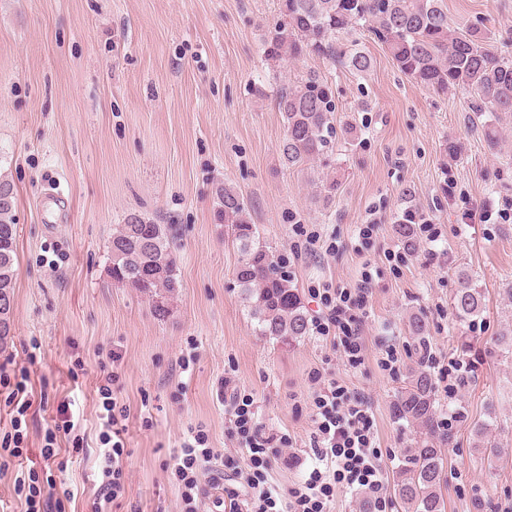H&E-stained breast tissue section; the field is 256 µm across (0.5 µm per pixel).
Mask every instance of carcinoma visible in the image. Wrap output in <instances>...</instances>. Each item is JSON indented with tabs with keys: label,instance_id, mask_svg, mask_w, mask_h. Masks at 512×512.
Here are the masks:
<instances>
[{
	"label": "carcinoma",
	"instance_id": "carcinoma-1",
	"mask_svg": "<svg viewBox=\"0 0 512 512\" xmlns=\"http://www.w3.org/2000/svg\"><path fill=\"white\" fill-rule=\"evenodd\" d=\"M374 35L383 43L399 70L437 93L464 89L471 95L472 123L487 146L497 147L500 120L512 117V54L491 44L483 19L464 34L451 30L444 0H279V17L269 28L265 56L283 68L309 57L339 63L357 74L367 72L372 58L356 35ZM275 103L285 134L281 159L301 167L333 155L336 103L333 90L316 73L279 86ZM215 220L227 228L238 258L234 278L257 322V332L277 340L307 335L309 323L301 296L251 222L244 198L220 183L214 187ZM13 182L0 175V302L14 300V262L17 223ZM419 216L408 210L395 224L404 250L416 253ZM173 225L158 224L141 213H128L115 228L109 246L110 272L117 284L128 285L152 300L158 315L178 292ZM458 324L482 317L484 292L478 281L460 274L451 296ZM493 347L512 354V329L490 337ZM435 383L423 360L409 368L407 384L399 392L395 416L417 425L419 435L404 449L394 484V497L403 512H446L442 486L447 482L445 447L451 426H443L436 410ZM471 433L491 460L501 443L492 437L491 424L474 423Z\"/></svg>",
	"mask_w": 512,
	"mask_h": 512
}]
</instances>
